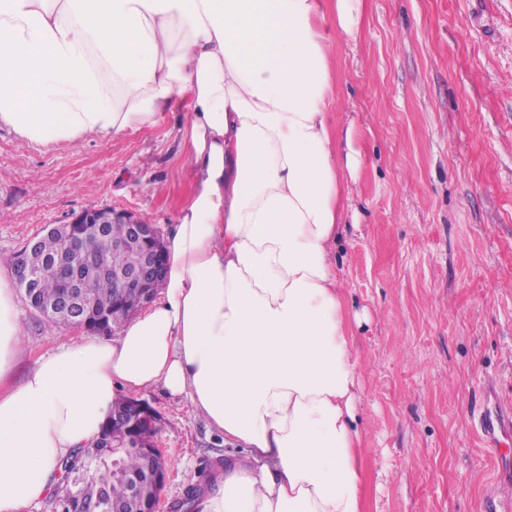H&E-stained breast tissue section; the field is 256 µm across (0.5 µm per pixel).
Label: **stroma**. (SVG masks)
Listing matches in <instances>:
<instances>
[{
    "label": "stroma",
    "mask_w": 512,
    "mask_h": 512,
    "mask_svg": "<svg viewBox=\"0 0 512 512\" xmlns=\"http://www.w3.org/2000/svg\"><path fill=\"white\" fill-rule=\"evenodd\" d=\"M334 38L332 123L351 131L338 273L363 360L367 512H492L512 461L491 463L484 413L512 403V0H359ZM180 119L58 148L0 129V252L91 207L168 233L194 190ZM23 366L73 328L25 302ZM160 415L161 512L209 491L241 449L186 397Z\"/></svg>",
    "instance_id": "obj_1"
}]
</instances>
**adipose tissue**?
<instances>
[{"label":"adipose tissue","instance_id":"1","mask_svg":"<svg viewBox=\"0 0 512 512\" xmlns=\"http://www.w3.org/2000/svg\"><path fill=\"white\" fill-rule=\"evenodd\" d=\"M327 0H0V127L111 140L183 111L195 178L162 299L39 357L0 274V512L162 386L244 446L202 512H366L362 369L336 269L351 138L330 123Z\"/></svg>","mask_w":512,"mask_h":512}]
</instances>
